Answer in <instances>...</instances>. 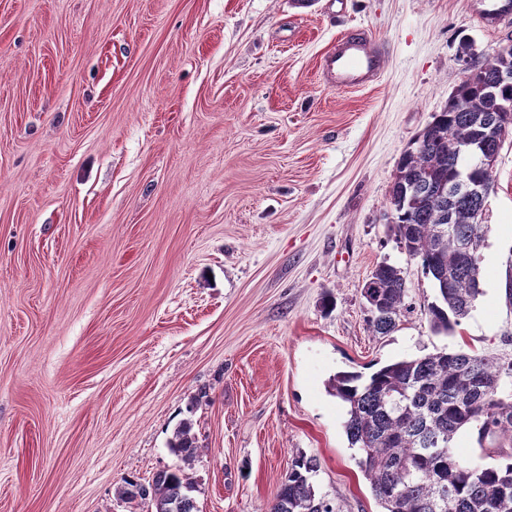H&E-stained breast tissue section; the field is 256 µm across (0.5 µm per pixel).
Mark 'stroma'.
Listing matches in <instances>:
<instances>
[{"instance_id": "35a3bbf8", "label": "stroma", "mask_w": 512, "mask_h": 512, "mask_svg": "<svg viewBox=\"0 0 512 512\" xmlns=\"http://www.w3.org/2000/svg\"><path fill=\"white\" fill-rule=\"evenodd\" d=\"M471 3L0 0V512H146L118 487L174 467L199 512H268L300 454L342 512H379L330 378L512 355V138L457 333L432 332L389 218L468 56L512 47ZM358 25L384 76L333 89L319 59ZM382 262L410 310L376 335ZM186 418L187 461L168 447Z\"/></svg>"}]
</instances>
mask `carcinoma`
<instances>
[{
    "label": "carcinoma",
    "instance_id": "carcinoma-1",
    "mask_svg": "<svg viewBox=\"0 0 512 512\" xmlns=\"http://www.w3.org/2000/svg\"><path fill=\"white\" fill-rule=\"evenodd\" d=\"M512 101V48L473 61L442 111L402 154L390 190L392 223L402 249L417 260L436 290L428 304L432 331L456 332L481 288L480 250L486 197L458 192L478 183L482 170L466 146L484 141L490 120L512 126L496 102ZM402 270L381 263L362 288L372 333L396 327L405 310ZM512 356L437 351L378 367L370 375L339 372L333 394L347 404L345 432L359 451L357 465L369 480L380 512H512V462L471 467L454 448L467 428L481 450L512 458ZM183 459L198 450L192 423L183 422L169 444ZM316 459L295 458L270 512H341L316 490ZM179 467L151 483L128 482L119 496L147 502V512H199Z\"/></svg>",
    "mask_w": 512,
    "mask_h": 512
}]
</instances>
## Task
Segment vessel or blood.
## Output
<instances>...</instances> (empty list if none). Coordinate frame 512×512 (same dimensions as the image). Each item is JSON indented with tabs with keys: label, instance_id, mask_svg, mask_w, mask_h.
<instances>
[{
	"label": "vessel or blood",
	"instance_id": "b4317fda",
	"mask_svg": "<svg viewBox=\"0 0 512 512\" xmlns=\"http://www.w3.org/2000/svg\"><path fill=\"white\" fill-rule=\"evenodd\" d=\"M479 18L490 29L512 23V0H476ZM386 67L378 41L366 30L354 28L337 39L320 61L319 70L329 86L358 90L375 84Z\"/></svg>",
	"mask_w": 512,
	"mask_h": 512
}]
</instances>
